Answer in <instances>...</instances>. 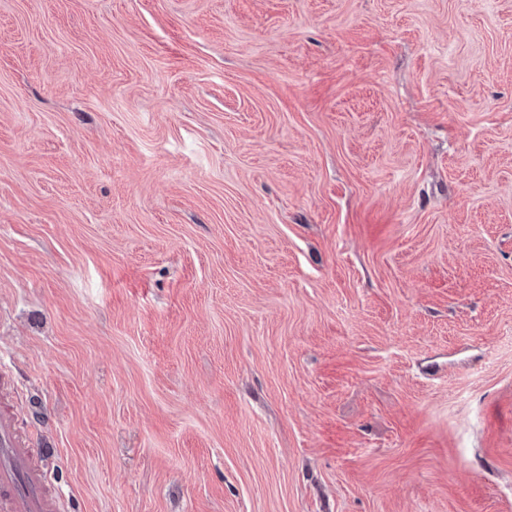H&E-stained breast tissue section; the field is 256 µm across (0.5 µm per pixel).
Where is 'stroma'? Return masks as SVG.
Instances as JSON below:
<instances>
[{
	"label": "stroma",
	"instance_id": "obj_1",
	"mask_svg": "<svg viewBox=\"0 0 512 512\" xmlns=\"http://www.w3.org/2000/svg\"><path fill=\"white\" fill-rule=\"evenodd\" d=\"M0 362L64 512H512V0H0Z\"/></svg>",
	"mask_w": 512,
	"mask_h": 512
}]
</instances>
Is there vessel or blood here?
<instances>
[{
	"label": "vessel or blood",
	"mask_w": 512,
	"mask_h": 512,
	"mask_svg": "<svg viewBox=\"0 0 512 512\" xmlns=\"http://www.w3.org/2000/svg\"><path fill=\"white\" fill-rule=\"evenodd\" d=\"M23 397L9 373H0V512H62L41 464L35 433L21 415Z\"/></svg>",
	"instance_id": "obj_1"
}]
</instances>
